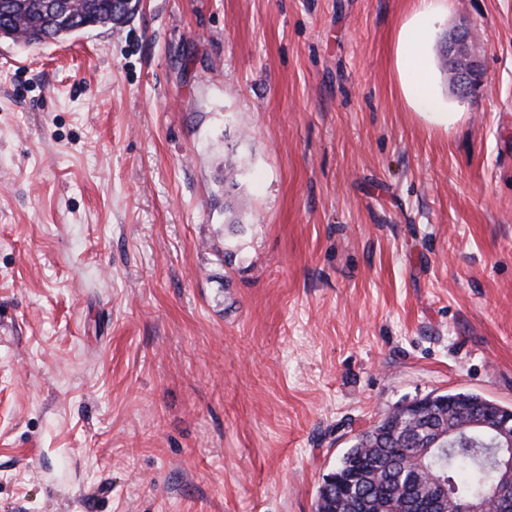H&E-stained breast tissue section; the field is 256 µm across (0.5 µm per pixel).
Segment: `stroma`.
Returning a JSON list of instances; mask_svg holds the SVG:
<instances>
[{"label": "stroma", "mask_w": 512, "mask_h": 512, "mask_svg": "<svg viewBox=\"0 0 512 512\" xmlns=\"http://www.w3.org/2000/svg\"><path fill=\"white\" fill-rule=\"evenodd\" d=\"M455 392L512 408V0L0 40V512H315L357 434ZM474 41L471 29L464 25L457 28L443 50L448 62V85L462 99L470 97L484 82Z\"/></svg>", "instance_id": "35a3bbf8"}]
</instances>
